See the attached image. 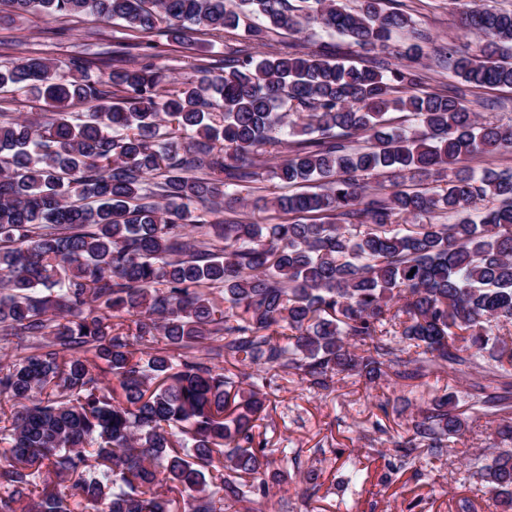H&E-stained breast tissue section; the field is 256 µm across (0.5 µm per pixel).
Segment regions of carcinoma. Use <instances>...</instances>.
Returning a JSON list of instances; mask_svg holds the SVG:
<instances>
[{
	"label": "carcinoma",
	"instance_id": "1",
	"mask_svg": "<svg viewBox=\"0 0 512 512\" xmlns=\"http://www.w3.org/2000/svg\"><path fill=\"white\" fill-rule=\"evenodd\" d=\"M383 2L0 0V20L119 21L140 48L163 23L182 41L310 25L328 37L310 52L239 49L224 73L182 82L129 50L108 72L34 56L0 69L1 92L46 107L0 113V340L23 351L0 363V512H224L268 497L273 449L256 421L269 382L247 367L318 391L342 374L450 368L476 402L512 408V173L448 172L512 153V124L467 100L512 88V9H466L476 40L448 47L460 85L440 93L422 88V46L409 66L380 56L413 30ZM338 36L375 56L348 62ZM75 104L89 119L73 122ZM267 179L313 189L272 198L280 222L256 224L228 189ZM467 426L455 396L435 395L396 451L442 455ZM497 438L463 457L512 512V450L498 447L512 424Z\"/></svg>",
	"mask_w": 512,
	"mask_h": 512
}]
</instances>
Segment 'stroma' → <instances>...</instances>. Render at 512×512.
Returning a JSON list of instances; mask_svg holds the SVG:
<instances>
[{"label": "stroma", "mask_w": 512, "mask_h": 512, "mask_svg": "<svg viewBox=\"0 0 512 512\" xmlns=\"http://www.w3.org/2000/svg\"><path fill=\"white\" fill-rule=\"evenodd\" d=\"M397 2L430 37L420 66L424 90H446L453 77L439 64L435 50L470 41L460 22L466 0ZM18 40L31 54L52 59L64 70L74 57L108 58L136 38L120 26L86 17L18 18L0 23V66L18 61ZM152 44L159 63L180 80L190 77L193 63L221 74L225 57L240 46L256 54L266 51L264 45L248 42L240 30L223 36L198 33L189 45L173 42L162 31L153 35ZM436 392L454 394L469 417V429L456 448L484 447L500 419L473 406L468 382L449 369L426 378L411 393L390 380L370 383L343 375L329 394L308 392L296 381L270 389L262 429L272 447L292 448L298 457L271 466L270 494L256 502L257 512H462L466 498L473 500L475 512H487L460 459L423 454L415 465L404 466L394 450L404 418ZM353 465L362 477L355 490L347 491L343 484ZM309 470L315 471L316 480H305Z\"/></svg>", "instance_id": "obj_1"}]
</instances>
